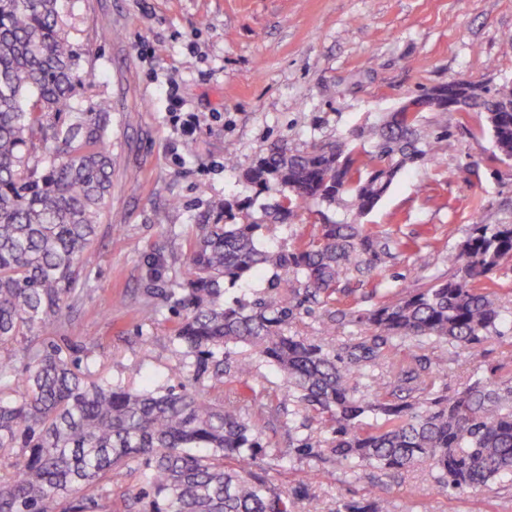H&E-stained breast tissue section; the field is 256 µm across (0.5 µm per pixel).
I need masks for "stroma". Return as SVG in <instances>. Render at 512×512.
I'll use <instances>...</instances> for the list:
<instances>
[{
    "mask_svg": "<svg viewBox=\"0 0 512 512\" xmlns=\"http://www.w3.org/2000/svg\"><path fill=\"white\" fill-rule=\"evenodd\" d=\"M71 38L102 79L77 91L86 109L112 101V194L85 272L92 293L74 313L63 342L93 344L87 364L113 381L142 374L170 388L174 300H162L186 258L197 224L217 218L216 201L256 194L241 178L277 143L292 149L345 136L409 99L465 77L512 83V0H64ZM422 125L448 133L438 160L402 174L365 222L413 239L417 248L350 281L336 309L388 303L448 274V255L473 224H512V161L493 160L492 137L473 112H423ZM233 146V164L225 148ZM344 211L312 205L276 227L271 239L295 244L314 225L341 222ZM496 279L506 317L488 338L483 370L512 359V262ZM157 321L142 319L145 299ZM207 396L234 403L271 448L288 445L291 416L279 411L286 382L257 364L250 389L212 385ZM266 476L296 501V512L323 502L325 512L373 497L390 512H512V485L448 493L424 468L360 470L321 450L271 462Z\"/></svg>",
    "mask_w": 512,
    "mask_h": 512,
    "instance_id": "35a3bbf8",
    "label": "stroma"
}]
</instances>
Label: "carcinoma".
I'll return each instance as SVG.
<instances>
[{
	"label": "carcinoma",
	"instance_id": "obj_1",
	"mask_svg": "<svg viewBox=\"0 0 512 512\" xmlns=\"http://www.w3.org/2000/svg\"><path fill=\"white\" fill-rule=\"evenodd\" d=\"M101 73L69 37L60 0H0V512H97L84 494L102 481L143 473L153 512H294L272 485L260 432L233 405L216 406L204 389L158 393L80 369L50 340L72 324L89 292L86 254L112 193V102L72 105ZM436 112L461 103L485 116L501 161H512V84L491 87L457 78L440 85ZM443 135L419 116L389 112L340 140L290 150L276 144L244 174L256 194L279 195L259 216L253 201L217 202L222 224H198L184 268L169 295L183 314L171 340V371L197 380L249 387L250 348L288 382V402L331 437L308 434L302 448H323L338 462L385 472L426 467L444 491L512 482V376L490 370L454 396L429 392L420 402L393 396L386 382L360 393L359 379L393 366L407 341L467 350L480 363L482 344L501 335L503 316L492 275L512 260V224H475L452 273L355 315L368 334L345 354L322 336L293 331L299 309L328 304L353 277L417 246L363 224L403 171L433 162ZM317 203L345 211L342 223L315 225L288 247L261 241ZM272 272L249 302L224 301V285ZM409 393L426 385L420 369L400 368ZM345 512H389L387 500L343 505Z\"/></svg>",
	"mask_w": 512,
	"mask_h": 512
}]
</instances>
